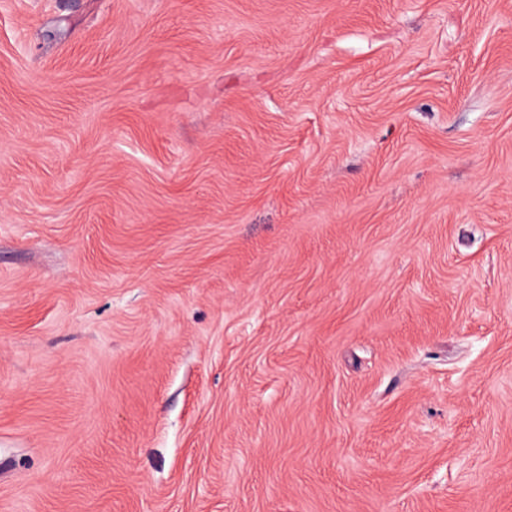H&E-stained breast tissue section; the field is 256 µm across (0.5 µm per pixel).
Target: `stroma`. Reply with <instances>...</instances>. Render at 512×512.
Here are the masks:
<instances>
[{"label":"stroma","mask_w":512,"mask_h":512,"mask_svg":"<svg viewBox=\"0 0 512 512\" xmlns=\"http://www.w3.org/2000/svg\"><path fill=\"white\" fill-rule=\"evenodd\" d=\"M0 512H512V0H0Z\"/></svg>","instance_id":"obj_1"}]
</instances>
